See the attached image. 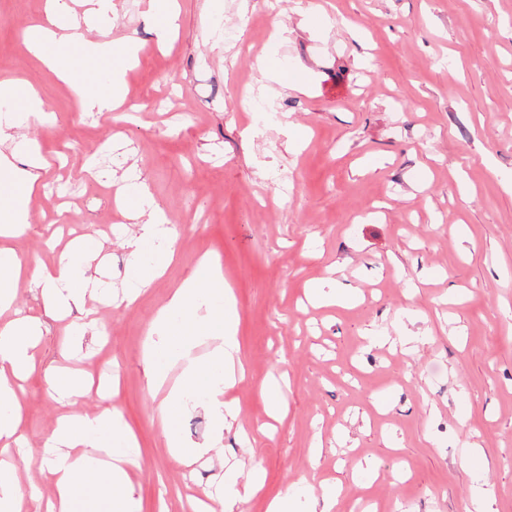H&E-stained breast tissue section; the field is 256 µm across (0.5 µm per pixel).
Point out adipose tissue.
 I'll list each match as a JSON object with an SVG mask.
<instances>
[{
  "instance_id": "adipose-tissue-1",
  "label": "adipose tissue",
  "mask_w": 512,
  "mask_h": 512,
  "mask_svg": "<svg viewBox=\"0 0 512 512\" xmlns=\"http://www.w3.org/2000/svg\"><path fill=\"white\" fill-rule=\"evenodd\" d=\"M81 20L64 21L67 8L63 0H48L45 19L30 33L31 48L43 65L59 80L69 75L61 61L71 47L82 48L91 60L113 57L110 69L93 74L97 84L108 87L105 95H80L82 109L111 111L123 98L122 70L125 60L136 56L138 42L124 46L94 41L87 31L115 21L112 0H83ZM37 118L53 122L43 100L31 89L20 90L12 84H0V237L22 232L32 221L29 203L45 168L38 149L18 132L24 120ZM26 156L28 168L18 171L11 159ZM125 216L133 224L123 244L134 261L133 278L137 283L126 295L128 301L139 296V286L161 275L173 256V234L166 226L163 211L145 184L123 191ZM104 245L93 235H84L70 244L57 262L33 273H25L14 251L0 246V314L10 318L0 324V446L22 450L21 464L0 462V512H142L129 468L138 464L141 452L134 433L125 424L118 409L105 405L83 414L60 417L41 454L27 449L22 430V413L15 380L36 370L32 348L42 333L40 318L16 309L19 283L29 279L39 293L46 314L77 309L86 320L71 330L72 344H80L86 334L97 331L94 304L102 293V280L91 268ZM204 272L194 275L176 288L160 309L145 349L155 379H163L168 364L182 366V380L172 385L157 409L159 427L170 454L185 464L204 462L218 469L221 482L230 495L202 502L201 512H233L235 506L257 495L264 485V471L250 467L247 473L224 467V429L234 416L233 401L224 397L244 374L236 360L235 312L229 288L219 264L207 263ZM197 341L210 343L206 359L192 354ZM203 408L213 422L209 442L186 440L180 421L196 408ZM39 466L52 476L50 494L37 487L24 486L19 466ZM336 503L335 487L322 484L309 487L305 498L285 491L271 499L266 512H332Z\"/></svg>"
}]
</instances>
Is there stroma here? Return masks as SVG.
I'll return each mask as SVG.
<instances>
[{
	"label": "stroma",
	"mask_w": 512,
	"mask_h": 512,
	"mask_svg": "<svg viewBox=\"0 0 512 512\" xmlns=\"http://www.w3.org/2000/svg\"><path fill=\"white\" fill-rule=\"evenodd\" d=\"M113 2L114 25L94 39L143 49L124 76L128 108L98 114L26 49L45 0H0V82L31 84L55 115L21 128L49 163L35 220L10 242L22 265L55 262L61 218L105 237L102 280L121 293L132 261L116 192L133 177L177 233L161 277L100 308L104 359L93 344L70 351L79 311L46 316L19 289L18 308L44 322L20 392L31 446L60 414L101 403L58 402L47 373H99L140 444L143 512L214 491L210 470L168 452L156 418L167 391L143 355L208 255L246 368L227 393L245 431L225 432L224 457L265 472L240 512L323 481L334 512H465L486 491L492 512H512V0H178L162 49L149 0ZM266 55L306 93L263 77ZM261 110L278 122H256ZM310 285L359 300L312 305ZM283 375L287 414L257 434L265 386Z\"/></svg>",
	"instance_id": "35a3bbf8"
}]
</instances>
